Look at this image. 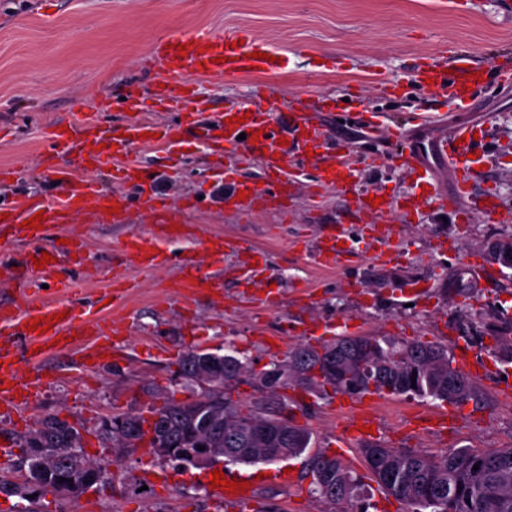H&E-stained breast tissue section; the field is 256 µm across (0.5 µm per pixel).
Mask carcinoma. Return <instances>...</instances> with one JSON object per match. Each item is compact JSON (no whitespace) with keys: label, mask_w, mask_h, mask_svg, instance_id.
I'll return each mask as SVG.
<instances>
[{"label":"carcinoma","mask_w":512,"mask_h":512,"mask_svg":"<svg viewBox=\"0 0 512 512\" xmlns=\"http://www.w3.org/2000/svg\"><path fill=\"white\" fill-rule=\"evenodd\" d=\"M331 359L332 369L318 377L315 366ZM198 351L191 350L178 362V374L186 384H197ZM258 380L268 395L245 411L232 397L241 383ZM299 387L311 394L328 391L360 395L428 396L451 404L472 398L470 378L451 365L448 348L439 344L410 342L397 344L374 336L338 337L317 346L300 344L266 373L256 375L247 362L224 356V391L217 414L219 426H200L199 411L204 397L183 402L147 389L152 402L145 407L120 413L127 417L125 429L112 434V444L122 448L154 447L166 441L171 448H191L189 431L208 437L211 447L224 449V463L254 465L300 457L310 448V431L296 424L288 412V397L277 389ZM154 425V430L147 426ZM80 432L56 414L39 421L21 441L19 471L23 481L13 482L0 474V493L15 496L28 505L18 512H40L37 505L47 496L43 487L55 475L71 473L76 489L72 497L87 492L81 475L91 469L104 470L112 484L110 463L87 453L73 455L71 441ZM365 461L381 486L405 512H512V448L478 450L450 448L439 456L413 450H399L380 442L362 448ZM479 469H473L474 465ZM312 492L330 505L329 512H344L357 490V479L336 458L324 452L309 457Z\"/></svg>","instance_id":"1"}]
</instances>
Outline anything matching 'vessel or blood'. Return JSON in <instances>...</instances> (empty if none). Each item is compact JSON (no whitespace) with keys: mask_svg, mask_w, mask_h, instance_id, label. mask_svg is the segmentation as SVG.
<instances>
[{"mask_svg":"<svg viewBox=\"0 0 512 512\" xmlns=\"http://www.w3.org/2000/svg\"><path fill=\"white\" fill-rule=\"evenodd\" d=\"M275 48L254 37L244 29H227L216 33L198 29L157 39L151 54L165 74V84L156 88L154 101L163 108L183 113L197 108L195 80L204 76L249 74L260 70L273 75L282 68L275 60ZM481 73V81H474L472 73ZM432 82L434 89L446 91L450 102L464 107L475 104V93L512 81V68L504 66L495 71L482 70L480 64L468 60L463 54L441 56L415 71L417 86ZM127 120L114 125L95 115H74L67 126H50L42 139V160L45 175L66 184L67 189L58 201L42 199H12L0 201V233H8L18 245L23 246L24 256L8 269L7 275L21 296L22 305L0 306V412L9 413L33 402L43 381L38 375L20 380L16 358L17 337H24L32 352L29 361H36L38 354H49L55 348L76 349L81 363L80 370L89 364L99 363L104 353L110 352L109 335L104 315L109 307L104 296L88 297L80 281L62 280L57 276V258L67 253L82 256L86 242L83 237H71L64 247L47 245L48 227L52 224L71 223L74 216L86 207H93L94 217L101 224L122 222L131 208L154 209L155 199L146 191L151 174L140 160L131 156L133 148L164 147L169 156L185 158L196 149L223 148L237 154L233 168L225 170L224 178L233 185L232 193L224 197V206L234 210H248L258 203L282 201L296 185L306 183L312 187H332L348 192L353 182L359 181L361 169L352 157V149L344 136H337L332 152H324L327 139L320 115L327 110L326 102L315 99L309 92H302L292 104L297 118L292 129H284L269 111L259 106L242 104L225 108L223 113L207 124L199 121L159 126L140 117L144 100L127 94L122 103ZM242 117V124L229 126L228 118ZM260 131V138H253V131ZM484 126L460 125L451 137L441 139L432 146L405 138L401 127L384 128L381 116L363 119L361 132L368 138H379L394 146V153L375 151L369 154L372 166H379L388 158L399 159L410 173L416 189L426 190L428 197H438L437 181L425 163L426 155L439 157L453 177L456 198L463 208L474 204L469 188L477 174L478 160L471 154L477 144L476 137L484 133ZM289 138V145H280V138ZM319 152L318 161H310L308 151ZM75 156L79 167L88 171V179L71 185V171L63 165L66 156ZM258 163L260 178L243 176L242 170L251 163ZM108 174L120 183L117 191L103 189L97 174ZM243 191L245 200H236L235 191ZM357 212L379 218L401 210L400 201L388 199L379 206L366 202L363 195H356ZM43 214L45 226L29 229L25 220ZM182 232L163 229L160 232L133 231L124 240L121 251L126 269L149 271L165 258L167 246L181 240ZM344 229H336L320 237L315 261L323 267H337L351 261L353 247L346 244ZM53 258L52 264L35 269L33 261L42 254ZM55 283L60 293L45 297L43 286ZM57 321L48 332L28 330L30 321L47 316ZM339 408L352 422L338 448L348 447L351 441L362 438V429L375 425L373 409L361 406L358 397L340 403Z\"/></svg>","mask_w":512,"mask_h":512,"instance_id":"obj_1","label":"vessel or blood"}]
</instances>
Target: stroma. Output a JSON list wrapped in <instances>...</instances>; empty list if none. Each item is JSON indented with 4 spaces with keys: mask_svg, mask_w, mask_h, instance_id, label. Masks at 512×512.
Returning <instances> with one entry per match:
<instances>
[{
    "mask_svg": "<svg viewBox=\"0 0 512 512\" xmlns=\"http://www.w3.org/2000/svg\"><path fill=\"white\" fill-rule=\"evenodd\" d=\"M230 28L248 29L268 41L285 54L286 63L272 76L197 79L199 121L210 122L214 113L251 97L285 124L290 98L299 90L340 101L360 87L358 111L404 125L411 138L424 143L450 135L459 124H485L488 158L470 190L496 196L499 207L475 215L422 199L385 221L356 213L352 199L333 188L321 190L320 204L310 205L311 188L298 185L288 209L246 215L224 207L231 187L213 178L217 163L233 164V157L220 160L198 151L175 166L162 150L135 149L134 157L154 174L155 193L190 225L193 237L172 246L169 260L154 272H131L132 292L107 314L124 323L122 335L111 339V360L85 376L68 350L36 365L21 361L20 376L41 372L45 385L27 410L0 415V439L19 445L25 432L56 414L79 430L84 448L108 455L114 475L110 487L90 497L46 496L40 512H237L209 491L208 473H181L143 452L105 446L99 438L104 417L144 407L148 398L142 387L148 383L179 401L194 398L197 388L177 375V363L189 350L213 348L250 360L259 371L307 341V328L329 341L343 320L356 323L361 336L464 347L480 364L472 379L475 397L458 407L429 397L364 394V401L376 403L380 441L430 455L451 447L512 448V362L494 350L495 332L512 326V270L489 256L493 242L512 239V83L480 93L474 108L450 106L446 120L422 125L414 116L430 111L434 95L412 87L421 59L436 57L448 45L489 70L512 56V0H0V167L19 172L17 180L0 182V197L50 199L64 193V185L47 178L40 165L43 128L67 124L77 112H97L105 101L112 104L113 122H123V96L134 91L150 98L161 78L150 54L158 37ZM380 78L398 81L400 90L378 92ZM359 188L392 198L414 194L406 169L397 164L368 171ZM336 225L344 226L358 257L327 269L313 255L320 234ZM153 228L139 210L122 224L78 216L71 229L87 244L85 259L77 264L61 256L60 276L86 280L89 294H100L124 261L120 243L132 231ZM384 232L391 259L379 262L374 253ZM214 235L231 243L215 265L201 251L202 241ZM189 257L204 271H219L218 293L181 292L182 261ZM255 260L266 267L258 281L245 275ZM476 263L492 272V280H471L469 268ZM412 282L425 292L410 303L401 292ZM266 293L279 304L262 312L253 299ZM287 395L296 423L312 431L315 449H327L346 423L336 394L291 389ZM441 411L456 415L447 437L413 432L417 415ZM362 448L357 440L348 449L361 491L347 508L394 512L378 501V484ZM288 466L295 482L262 484L257 502L279 512H327L310 493L304 458L289 460ZM129 483L147 486V494L126 493Z\"/></svg>",
    "mask_w": 512,
    "mask_h": 512,
    "instance_id": "obj_1",
    "label": "stroma"
}]
</instances>
